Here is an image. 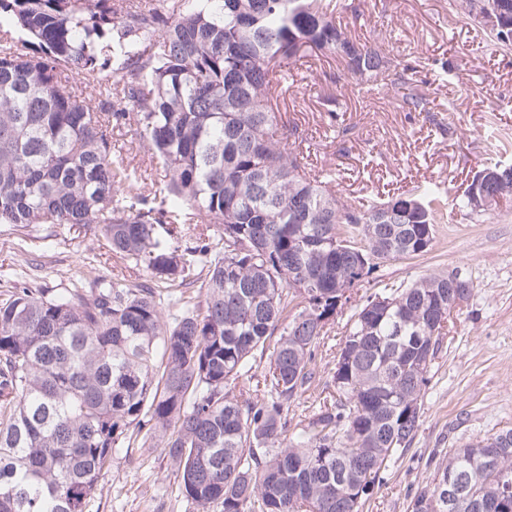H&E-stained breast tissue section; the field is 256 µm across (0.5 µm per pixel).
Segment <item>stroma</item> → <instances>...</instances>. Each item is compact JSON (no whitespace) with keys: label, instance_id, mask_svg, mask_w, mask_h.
Here are the masks:
<instances>
[{"label":"stroma","instance_id":"stroma-1","mask_svg":"<svg viewBox=\"0 0 512 512\" xmlns=\"http://www.w3.org/2000/svg\"><path fill=\"white\" fill-rule=\"evenodd\" d=\"M341 23L356 38L376 41L399 60L426 58L417 73L428 112L407 111L396 93L356 86L333 57L308 59L279 109L313 170L332 174L345 199L379 200L394 189L433 184L460 191L494 139L512 140V50L492 51L454 0H340ZM455 83L440 81L442 62ZM334 93L335 113L323 96ZM350 127L348 136L338 133ZM461 273L472 295L452 338L429 372L421 424L367 499L364 512H410L415 493L432 484L448 451L512 428V199L471 218L448 209L431 250L381 265L358 288L368 294L421 275ZM118 276L147 281L143 268L113 258L97 230L70 225L0 226V283L51 290L71 281ZM346 316L329 325L316 355V378L290 403L291 424L307 423L326 394ZM87 512H193L161 448L131 444L99 478Z\"/></svg>","mask_w":512,"mask_h":512}]
</instances>
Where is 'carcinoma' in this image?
Wrapping results in <instances>:
<instances>
[{"label": "carcinoma", "instance_id": "obj_1", "mask_svg": "<svg viewBox=\"0 0 512 512\" xmlns=\"http://www.w3.org/2000/svg\"><path fill=\"white\" fill-rule=\"evenodd\" d=\"M508 4L500 27H482L494 50L512 49ZM319 55L373 90L390 78L403 107L427 111L415 68L352 38L332 0H0V226L99 224L112 256L150 278L0 294V512H85L135 441L162 448L195 512H361L410 447L453 326L439 274L359 299L333 391L283 438L336 300L352 303L380 264L427 253L447 205L432 185L345 202L307 171L278 100ZM126 126L163 173L154 190L112 160V128ZM500 153L459 210L471 190L512 197ZM196 213L215 236L190 233ZM508 432L511 450L491 461L481 441L450 449L440 483L462 474L512 512ZM411 512H449L439 483Z\"/></svg>", "mask_w": 512, "mask_h": 512}]
</instances>
